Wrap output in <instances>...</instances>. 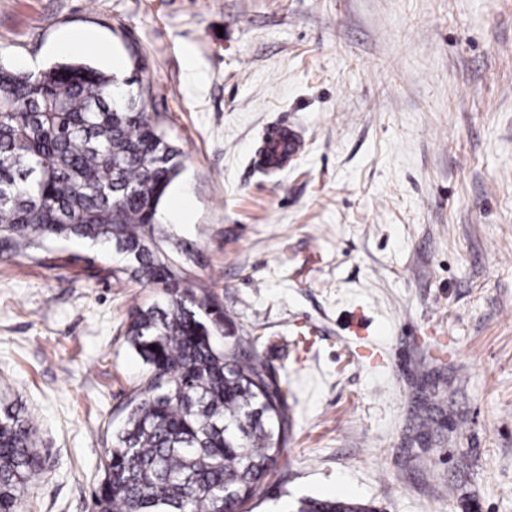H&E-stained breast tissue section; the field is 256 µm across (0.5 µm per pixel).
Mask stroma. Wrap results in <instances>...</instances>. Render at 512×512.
Wrapping results in <instances>:
<instances>
[{"instance_id": "1", "label": "stroma", "mask_w": 512, "mask_h": 512, "mask_svg": "<svg viewBox=\"0 0 512 512\" xmlns=\"http://www.w3.org/2000/svg\"><path fill=\"white\" fill-rule=\"evenodd\" d=\"M121 57L183 152L158 214L224 333L288 390L250 512H512V0H0V64ZM301 144L262 170L265 134ZM184 198L186 215L172 209ZM115 251L0 258V397L34 416L20 512H93L161 286ZM296 512H374L367 505L343 498H305Z\"/></svg>"}]
</instances>
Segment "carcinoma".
<instances>
[{
	"instance_id": "cac0c4a2",
	"label": "carcinoma",
	"mask_w": 512,
	"mask_h": 512,
	"mask_svg": "<svg viewBox=\"0 0 512 512\" xmlns=\"http://www.w3.org/2000/svg\"><path fill=\"white\" fill-rule=\"evenodd\" d=\"M115 82L73 59L0 65V255L90 240L125 255L112 276L165 290L129 315L126 341L148 378L106 451L95 512H245L286 451L287 391L250 354L260 337L216 343L223 312L157 221L182 152L143 94L112 100ZM37 458L32 418L1 402L0 512H18ZM296 512L371 510L336 497Z\"/></svg>"
}]
</instances>
